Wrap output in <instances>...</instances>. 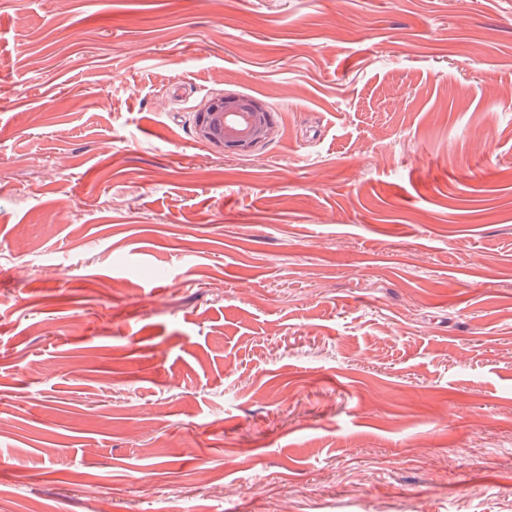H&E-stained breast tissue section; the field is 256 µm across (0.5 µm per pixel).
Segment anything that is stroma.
I'll return each instance as SVG.
<instances>
[{"label":"stroma","mask_w":512,"mask_h":512,"mask_svg":"<svg viewBox=\"0 0 512 512\" xmlns=\"http://www.w3.org/2000/svg\"><path fill=\"white\" fill-rule=\"evenodd\" d=\"M19 504L512 512V0H0ZM275 131L271 113L256 99L222 93L196 112L197 138L217 147L248 153L267 143Z\"/></svg>","instance_id":"1"}]
</instances>
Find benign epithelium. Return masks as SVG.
<instances>
[{
    "instance_id": "7a95c632",
    "label": "benign epithelium",
    "mask_w": 512,
    "mask_h": 512,
    "mask_svg": "<svg viewBox=\"0 0 512 512\" xmlns=\"http://www.w3.org/2000/svg\"><path fill=\"white\" fill-rule=\"evenodd\" d=\"M274 131L271 113L261 102L233 93L210 99L194 119V132L200 141L241 153L267 143Z\"/></svg>"
}]
</instances>
